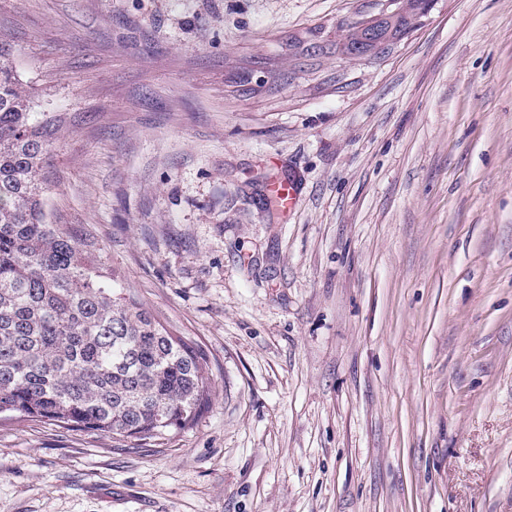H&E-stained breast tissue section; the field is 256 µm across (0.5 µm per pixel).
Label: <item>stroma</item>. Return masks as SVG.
<instances>
[{
  "label": "stroma",
  "mask_w": 512,
  "mask_h": 512,
  "mask_svg": "<svg viewBox=\"0 0 512 512\" xmlns=\"http://www.w3.org/2000/svg\"><path fill=\"white\" fill-rule=\"evenodd\" d=\"M379 9L0 0L48 222L212 380L161 445L1 419L0 512H512V0L330 54Z\"/></svg>",
  "instance_id": "35a3bbf8"
}]
</instances>
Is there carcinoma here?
<instances>
[{"label":"carcinoma","instance_id":"obj_1","mask_svg":"<svg viewBox=\"0 0 512 512\" xmlns=\"http://www.w3.org/2000/svg\"><path fill=\"white\" fill-rule=\"evenodd\" d=\"M56 133L0 39V414L168 440L208 401L204 358L125 292L93 240L47 222Z\"/></svg>","mask_w":512,"mask_h":512}]
</instances>
